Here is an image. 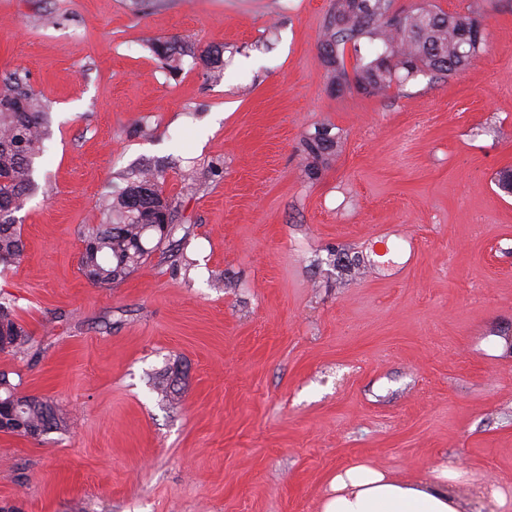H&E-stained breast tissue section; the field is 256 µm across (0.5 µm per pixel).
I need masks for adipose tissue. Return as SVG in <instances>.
Here are the masks:
<instances>
[{
    "label": "adipose tissue",
    "instance_id": "ef3b65f1",
    "mask_svg": "<svg viewBox=\"0 0 512 512\" xmlns=\"http://www.w3.org/2000/svg\"><path fill=\"white\" fill-rule=\"evenodd\" d=\"M463 470L440 466L419 478H399L366 464L336 474L320 512H512V496L477 487L461 496Z\"/></svg>",
    "mask_w": 512,
    "mask_h": 512
}]
</instances>
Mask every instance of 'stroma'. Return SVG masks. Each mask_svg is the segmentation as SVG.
<instances>
[{
  "label": "stroma",
  "mask_w": 512,
  "mask_h": 512,
  "mask_svg": "<svg viewBox=\"0 0 512 512\" xmlns=\"http://www.w3.org/2000/svg\"><path fill=\"white\" fill-rule=\"evenodd\" d=\"M445 79L336 88L334 0H0V75L51 112L0 353L67 434L0 432L9 512H320L364 461L512 485V0ZM221 50L173 74L149 49ZM328 130L323 161L307 141ZM158 172L175 230L113 288L78 265L104 195ZM179 367L176 403L155 373ZM30 348V332L17 320L10 299L0 297V352L27 354Z\"/></svg>",
  "instance_id": "1"
}]
</instances>
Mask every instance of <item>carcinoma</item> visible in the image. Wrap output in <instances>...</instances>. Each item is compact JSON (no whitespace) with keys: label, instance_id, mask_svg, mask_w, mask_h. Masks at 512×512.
Wrapping results in <instances>:
<instances>
[{"label":"carcinoma","instance_id":"1","mask_svg":"<svg viewBox=\"0 0 512 512\" xmlns=\"http://www.w3.org/2000/svg\"><path fill=\"white\" fill-rule=\"evenodd\" d=\"M479 22L460 13H446L431 4L396 10L393 0H336V8L320 44L333 83L350 84L368 94H382L420 74L436 79L462 70L482 50L485 35L464 36L460 24ZM355 52L353 74L345 66V50ZM152 52L169 70H180L183 48L168 39L151 43ZM404 76H399V72ZM50 113L34 94L27 78L12 73L0 80V266L7 269L23 257L21 228L13 213L37 189L35 161L41 157ZM103 222L81 230L79 269L101 288L123 282L171 234V204L153 174H142L102 203ZM30 332L17 320L11 301L0 297V352L26 354ZM175 369L155 377V388L175 400ZM18 385L0 372V416L3 432L20 437L66 433L70 420L57 405L41 396L12 397Z\"/></svg>","mask_w":512,"mask_h":512}]
</instances>
